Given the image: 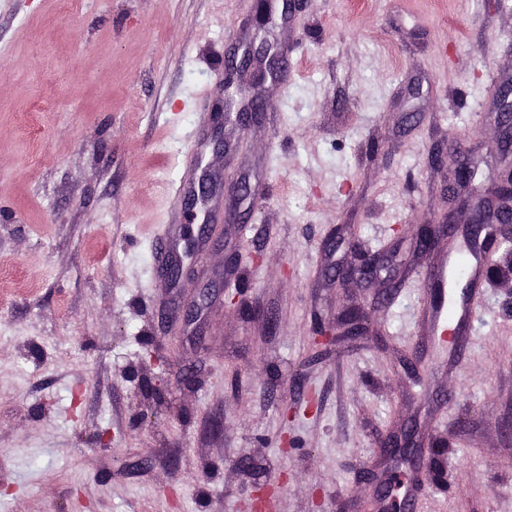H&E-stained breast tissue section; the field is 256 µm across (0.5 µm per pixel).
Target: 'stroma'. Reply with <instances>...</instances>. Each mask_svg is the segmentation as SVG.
<instances>
[{
  "label": "stroma",
  "mask_w": 512,
  "mask_h": 512,
  "mask_svg": "<svg viewBox=\"0 0 512 512\" xmlns=\"http://www.w3.org/2000/svg\"><path fill=\"white\" fill-rule=\"evenodd\" d=\"M254 0H0V512H378L415 429L412 512H512V273L452 372L423 315L435 154L498 163L512 0H294L224 112ZM203 132L224 219L179 283L155 248ZM248 181L253 195L239 199ZM390 278L330 281L359 252ZM211 294L196 322L186 303ZM348 309L365 336L318 351ZM194 377L184 386L182 374ZM252 51V48H247L244 50L242 55L239 57V50L234 49L233 53H229L227 57L224 59V73H225V81L224 86L229 88L233 87L235 84L234 76H240L241 72L248 70L252 65V60L249 52Z\"/></svg>",
  "instance_id": "stroma-1"
}]
</instances>
